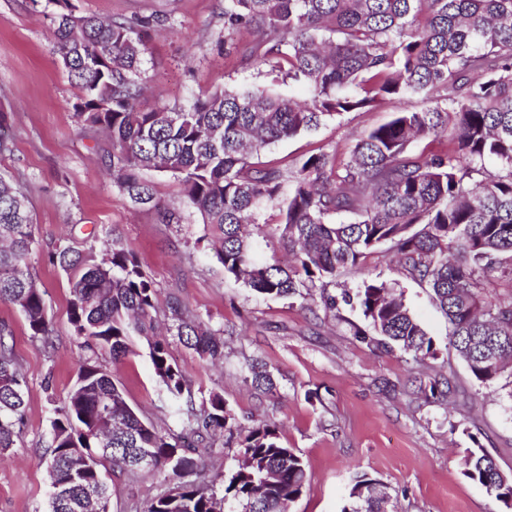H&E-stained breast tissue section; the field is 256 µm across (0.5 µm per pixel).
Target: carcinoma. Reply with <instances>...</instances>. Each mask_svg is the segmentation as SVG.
Returning a JSON list of instances; mask_svg holds the SVG:
<instances>
[{"label": "carcinoma", "mask_w": 512, "mask_h": 512, "mask_svg": "<svg viewBox=\"0 0 512 512\" xmlns=\"http://www.w3.org/2000/svg\"><path fill=\"white\" fill-rule=\"evenodd\" d=\"M52 34L68 78L79 89V121L112 144L110 172L133 205L163 224L181 215L156 196L140 172L179 182L183 208L199 214L201 240L224 273L259 296L313 297L336 304L327 287L359 269L380 248L396 253L405 277L426 285L448 322V345L471 376L490 385L512 370V301L491 299L492 272L512 282V0H224V55L262 68L261 83L216 89L187 107L143 109V65L155 20L104 21L47 0ZM252 39L240 44L237 35ZM300 83L298 102L280 86ZM423 96L433 105L396 112L346 156L316 152L290 175L257 161L270 146L347 112ZM448 139V150L429 145ZM426 143L421 150L415 142ZM278 209L279 243L290 256L256 258L246 228L267 226ZM34 224L24 194L0 177V302L23 315L29 336L51 341L43 294L30 270ZM101 258L58 243L50 264L69 273L70 322L90 352L51 425L42 461L52 465L48 512H89L85 488L103 470L143 468L178 478L144 512H285L309 485L303 458L279 427L237 422L219 392L195 408L191 389L156 332V290L134 253L112 240ZM353 299L377 346L419 361L436 356L433 338L402 295L368 277ZM176 336L205 360L224 358V341L173 300ZM143 336L165 402L182 432L162 430L129 406L104 364ZM260 392L277 383L263 363L250 365ZM13 332L0 324V450L14 447L27 402ZM228 435L245 460L222 483L205 477L200 445ZM150 449L151 464L135 458ZM462 474L512 507V476L482 447L469 448ZM379 480L357 475L342 512H385Z\"/></svg>", "instance_id": "carcinoma-1"}]
</instances>
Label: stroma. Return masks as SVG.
I'll use <instances>...</instances> for the list:
<instances>
[{"instance_id": "1", "label": "stroma", "mask_w": 512, "mask_h": 512, "mask_svg": "<svg viewBox=\"0 0 512 512\" xmlns=\"http://www.w3.org/2000/svg\"><path fill=\"white\" fill-rule=\"evenodd\" d=\"M75 11L103 20L152 17L157 25L144 65L142 107L189 105L205 91L261 82L254 64L224 55L222 0H71ZM78 95L61 64L42 0H0V113L12 150L0 155V175L27 197L36 250L31 258L52 325V341L30 338L24 318L0 302V323L14 332L27 381V412L15 448L0 454V512H46L50 483L42 455L55 410L71 390L86 352L69 321L68 277L47 253L60 239L98 251L111 237L135 254L157 293V319L171 324V297L221 333L224 361L213 365L170 337L169 351L196 401L220 392L239 422L264 415L280 424L285 446L307 463L311 480L290 512H342L352 479L365 472L385 484L394 512H506L502 503L462 474L467 449L485 448L512 473V378L477 383L448 344V328L429 288L403 276L389 255L368 254L363 267L394 283L433 338L429 365L378 348L361 336L369 325L357 307L325 311L297 299L263 298L224 273L199 244L197 214L164 225L136 208L107 173L109 142L82 128ZM422 99H394L369 112H349L318 129L272 146L263 160L292 170L305 155L342 150L393 113L423 108ZM260 358L279 380L255 394L248 364ZM111 372L130 406L179 430L162 398L144 337ZM447 390L435 399L406 392L417 375ZM112 512H143L169 486L162 474L112 472Z\"/></svg>"}]
</instances>
